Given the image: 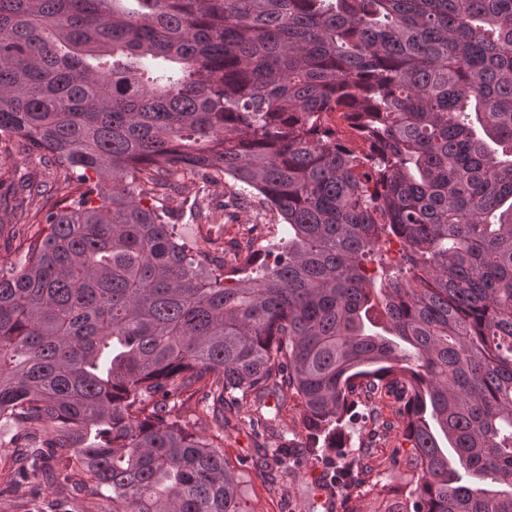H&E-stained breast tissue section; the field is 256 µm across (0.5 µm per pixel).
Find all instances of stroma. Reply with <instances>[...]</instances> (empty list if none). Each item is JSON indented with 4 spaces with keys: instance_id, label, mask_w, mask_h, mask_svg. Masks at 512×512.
<instances>
[{
    "instance_id": "obj_1",
    "label": "stroma",
    "mask_w": 512,
    "mask_h": 512,
    "mask_svg": "<svg viewBox=\"0 0 512 512\" xmlns=\"http://www.w3.org/2000/svg\"><path fill=\"white\" fill-rule=\"evenodd\" d=\"M40 182L45 192H52L63 179V171L41 155H22L17 151L16 139L0 136V268L18 263L16 235L35 232L34 215L44 204L43 198L28 196L22 189L24 178ZM232 179H219L209 187L207 200H200L193 184L183 186L179 195L167 197L155 194L154 206L163 210L169 223L175 224L181 241L188 249L206 248L208 240L226 245L242 240L247 225L280 224L277 212L261 203L259 196L249 197L232 217H225L222 203L227 194L234 192ZM374 406L387 427L375 444V451L368 463L378 480L388 481L390 471L386 459L393 450L407 452L402 431V419L396 412L393 398L382 397ZM166 418L186 426L204 423L207 430L224 431V449L230 460H238L254 453V436L247 421L230 418L227 424H219L202 406L194 401H170ZM320 468L309 469L297 476L279 479L270 484L265 475L249 470L244 486L245 497L255 512H337L332 498H319L315 489L320 479Z\"/></svg>"
}]
</instances>
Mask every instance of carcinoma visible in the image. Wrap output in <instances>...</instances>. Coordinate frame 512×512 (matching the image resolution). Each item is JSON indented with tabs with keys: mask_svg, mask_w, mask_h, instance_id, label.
Masks as SVG:
<instances>
[{
	"mask_svg": "<svg viewBox=\"0 0 512 512\" xmlns=\"http://www.w3.org/2000/svg\"><path fill=\"white\" fill-rule=\"evenodd\" d=\"M0 0V136L67 171L0 269V425L32 472L112 512H250L224 436L160 413L298 402L321 488L362 512H512V0ZM338 112L368 145L333 128ZM192 177L285 235L190 255L145 204ZM400 241L393 261L378 247ZM391 396L401 487L349 455Z\"/></svg>",
	"mask_w": 512,
	"mask_h": 512,
	"instance_id": "cac0c4a2",
	"label": "carcinoma"
}]
</instances>
